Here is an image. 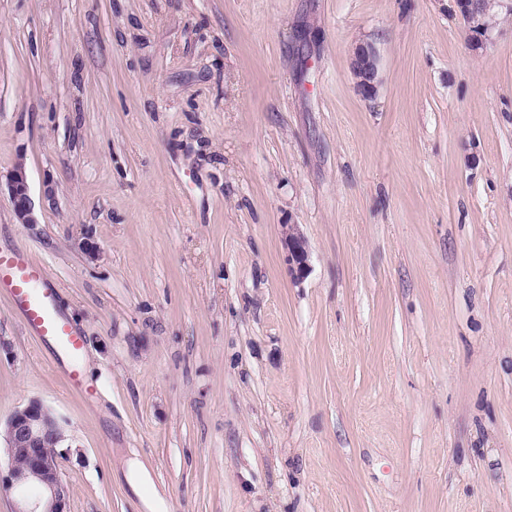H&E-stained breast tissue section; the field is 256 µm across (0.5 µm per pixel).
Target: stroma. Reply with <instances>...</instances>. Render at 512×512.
Listing matches in <instances>:
<instances>
[{
	"label": "stroma",
	"instance_id": "1",
	"mask_svg": "<svg viewBox=\"0 0 512 512\" xmlns=\"http://www.w3.org/2000/svg\"><path fill=\"white\" fill-rule=\"evenodd\" d=\"M0 0V418L71 440L69 512H512V0ZM375 41L381 84L350 58ZM299 225L308 275L290 272ZM98 244L92 259L84 239ZM489 0H457L460 14L469 24L471 29H476L484 34L487 28L483 24V15L488 10ZM351 69L356 79L357 91L372 99L380 85V50L370 40L357 42L352 50ZM7 190L16 219L20 224L37 223L35 205L25 168L18 165L10 174ZM283 234L292 263L291 273L296 279H303L309 271L306 239L296 224L283 225ZM7 293L15 310L45 343H51L72 362L67 372L69 385L84 386L75 360L81 351V339L71 324L58 312L55 292L48 284L46 268L23 250L0 251V293Z\"/></svg>",
	"mask_w": 512,
	"mask_h": 512
}]
</instances>
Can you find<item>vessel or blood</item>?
I'll list each match as a JSON object with an SVG mask.
<instances>
[{
	"mask_svg": "<svg viewBox=\"0 0 512 512\" xmlns=\"http://www.w3.org/2000/svg\"><path fill=\"white\" fill-rule=\"evenodd\" d=\"M7 293L16 311L44 342L69 359H77L81 339L58 312L46 268L23 250L0 251V293Z\"/></svg>",
	"mask_w": 512,
	"mask_h": 512,
	"instance_id": "b4317fda",
	"label": "vessel or blood"
}]
</instances>
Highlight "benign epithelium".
<instances>
[{"label":"benign epithelium","instance_id":"obj_1","mask_svg":"<svg viewBox=\"0 0 512 512\" xmlns=\"http://www.w3.org/2000/svg\"><path fill=\"white\" fill-rule=\"evenodd\" d=\"M460 14L472 28L486 32L483 15L489 0H456ZM351 69L357 91L372 99L380 85V50L376 43L363 40L352 50ZM7 190L16 219L21 224L38 223L25 168L17 166L7 181ZM285 243L292 263L291 273L298 279L309 271L308 250L297 224L283 225ZM0 439L8 453L7 474L0 475L3 489L35 487L39 494L24 497L14 512H68L69 492L59 474L57 448L68 440L64 424L40 400L32 399L0 422Z\"/></svg>","mask_w":512,"mask_h":512}]
</instances>
